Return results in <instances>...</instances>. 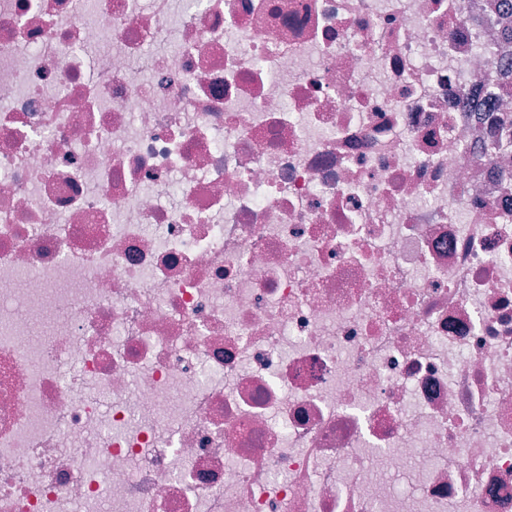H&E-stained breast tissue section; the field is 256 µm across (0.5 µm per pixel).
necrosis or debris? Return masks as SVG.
<instances>
[{
    "label": "necrosis or debris",
    "instance_id": "4bbe7bcc",
    "mask_svg": "<svg viewBox=\"0 0 512 512\" xmlns=\"http://www.w3.org/2000/svg\"><path fill=\"white\" fill-rule=\"evenodd\" d=\"M511 27L0 0V512H512Z\"/></svg>",
    "mask_w": 512,
    "mask_h": 512
}]
</instances>
